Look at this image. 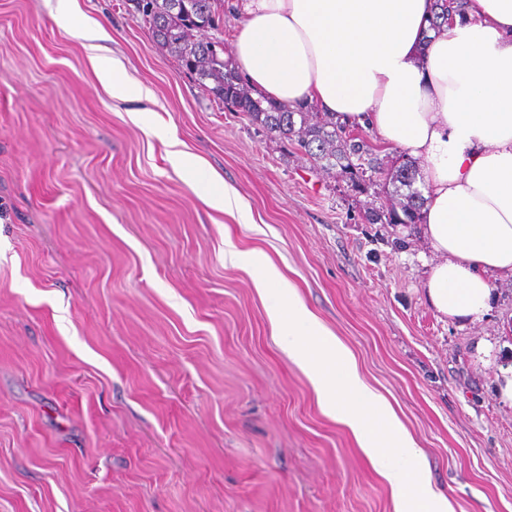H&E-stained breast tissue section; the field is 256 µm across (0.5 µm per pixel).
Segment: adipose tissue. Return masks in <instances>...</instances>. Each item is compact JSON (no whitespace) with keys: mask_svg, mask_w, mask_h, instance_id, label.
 <instances>
[{"mask_svg":"<svg viewBox=\"0 0 512 512\" xmlns=\"http://www.w3.org/2000/svg\"><path fill=\"white\" fill-rule=\"evenodd\" d=\"M433 0H224L239 26L233 61L278 102L317 103L386 151L421 161L418 230L434 260L422 281L430 307L467 324L512 281V0H468L431 27ZM255 267L259 292L287 327L289 359L308 376L322 412L346 426L389 486L395 512H452L391 402L361 378L340 339L307 308L278 267Z\"/></svg>","mask_w":512,"mask_h":512,"instance_id":"adipose-tissue-1","label":"adipose tissue"}]
</instances>
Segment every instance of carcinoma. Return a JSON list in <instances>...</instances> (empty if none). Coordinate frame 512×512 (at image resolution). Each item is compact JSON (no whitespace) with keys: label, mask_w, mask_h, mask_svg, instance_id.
Wrapping results in <instances>:
<instances>
[{"label":"carcinoma","mask_w":512,"mask_h":512,"mask_svg":"<svg viewBox=\"0 0 512 512\" xmlns=\"http://www.w3.org/2000/svg\"><path fill=\"white\" fill-rule=\"evenodd\" d=\"M132 2L156 43L177 57L183 70L225 109L261 126L281 147L302 152L321 170L337 171L360 194L376 186L374 177H383L387 204L368 211V223H418L424 198L415 187L416 162L381 157L375 145L319 112L314 103L291 107L255 93L233 61H224V40L203 34V24L216 30L222 23L223 0H151L148 9L141 7V0ZM435 6V19L442 24L463 13L466 0H435Z\"/></svg>","instance_id":"cac0c4a2"}]
</instances>
